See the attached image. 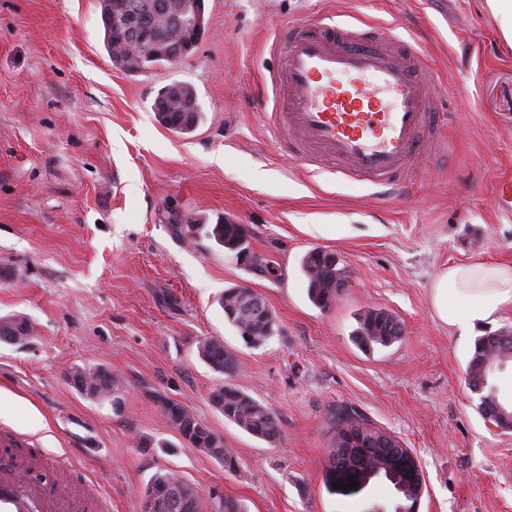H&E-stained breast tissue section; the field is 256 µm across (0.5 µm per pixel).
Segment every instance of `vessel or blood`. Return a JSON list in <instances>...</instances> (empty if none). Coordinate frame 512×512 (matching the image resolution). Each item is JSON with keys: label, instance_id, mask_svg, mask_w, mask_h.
<instances>
[{"label": "vessel or blood", "instance_id": "obj_1", "mask_svg": "<svg viewBox=\"0 0 512 512\" xmlns=\"http://www.w3.org/2000/svg\"><path fill=\"white\" fill-rule=\"evenodd\" d=\"M269 52L280 66L269 73L275 96L264 118L291 160L367 182L382 199L398 194L437 116L416 38L365 18L325 17L290 27ZM495 201L499 217L512 221V177L497 181ZM78 475L37 438L0 427V512H100L89 486L58 492Z\"/></svg>", "mask_w": 512, "mask_h": 512}]
</instances>
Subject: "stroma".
Returning a JSON list of instances; mask_svg holds the SVG:
<instances>
[{
  "label": "stroma",
  "mask_w": 512,
  "mask_h": 512,
  "mask_svg": "<svg viewBox=\"0 0 512 512\" xmlns=\"http://www.w3.org/2000/svg\"><path fill=\"white\" fill-rule=\"evenodd\" d=\"M205 32L183 60L128 74L104 43L99 0H0V318L26 314L28 340L0 342L5 425L77 462L106 512H142L160 469L199 497L212 488L248 512H365L390 501L323 484L329 418L355 408L410 448L422 470L418 512H512V429L481 415L466 370L475 338L448 330L429 302L444 267L512 262V223L494 185L512 176V47L485 0H204ZM334 12L414 32L451 114L453 162L423 160L408 191L378 199L364 183L311 174L281 151L261 109L266 46L306 15ZM174 81L195 86L202 121L181 135L153 112ZM245 225L275 275L213 241L187 244L172 216ZM335 252L351 281L329 309L307 295L301 261ZM261 294L278 331L244 343L225 289ZM383 309L404 326L389 346L356 339ZM214 336L236 355V384L277 416L270 443L209 399L225 378L197 356ZM101 365L121 411L69 381ZM187 406L240 459L225 473L183 442L157 403Z\"/></svg>",
  "instance_id": "stroma-1"
}]
</instances>
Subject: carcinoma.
<instances>
[{
    "label": "carcinoma",
    "mask_w": 512,
    "mask_h": 512,
    "mask_svg": "<svg viewBox=\"0 0 512 512\" xmlns=\"http://www.w3.org/2000/svg\"><path fill=\"white\" fill-rule=\"evenodd\" d=\"M158 122L175 132L189 133L201 120L199 102H193L190 112L181 115L170 112L166 115L156 113ZM174 234L183 241L191 243L198 239H208L235 254L240 253L239 243L247 239L248 231L243 224H174ZM303 272L308 282V294L311 301L318 307L326 309L336 302L335 293L328 288V281L336 275L340 267L331 261L322 249L309 251L302 261ZM250 289L227 288L221 298L224 317L237 330L244 343L261 346L277 332L274 317L257 310L248 302ZM396 320L392 314L372 310L367 312L360 321L357 337L366 347L373 345L387 346L397 340L389 334L386 323ZM13 327L14 335L9 337V343H18L30 337L29 323L20 316L7 318ZM505 340L499 345L492 344L491 335H484L475 341L474 350L468 363L467 376L472 380V386L481 389L480 397L499 400L496 387L490 384L493 369L481 371L478 363L484 359L494 369L512 359V331L504 332ZM198 357L214 372L229 378L223 386L215 389L211 402L223 414L224 418L237 425L247 433L266 440L276 442L281 435L279 422L275 414L263 403L254 399L230 379L239 370L236 356L229 351L224 342L215 337H205L198 342ZM73 386L89 398L112 397L113 409L121 408V384L112 376V372L103 366L75 367L70 372ZM162 412L168 420L183 419L189 424L175 428V431L191 447L196 448L224 465V471L235 474L239 471V456L233 449L224 445V439L183 404L170 398H158ZM331 428L334 429L333 439L328 451V467L325 469L323 484L331 495L356 496L362 494L366 487L345 491L334 488V484L342 483L343 478L336 474V458L343 455L340 430L350 423H368L357 410L348 407L336 408L330 416ZM388 482L397 493L394 500V512H416L421 493L407 492L402 488L404 476L390 475ZM146 494L143 509L149 512H208L210 500L201 499L187 484L182 476L174 470H162L156 473L146 484Z\"/></svg>",
    "instance_id": "obj_1"
}]
</instances>
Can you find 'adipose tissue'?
Here are the masks:
<instances>
[{
	"mask_svg": "<svg viewBox=\"0 0 512 512\" xmlns=\"http://www.w3.org/2000/svg\"><path fill=\"white\" fill-rule=\"evenodd\" d=\"M430 304L441 324L462 335L495 322L512 306V264L475 261L448 266L432 282Z\"/></svg>",
	"mask_w": 512,
	"mask_h": 512,
	"instance_id": "obj_1",
	"label": "adipose tissue"
}]
</instances>
